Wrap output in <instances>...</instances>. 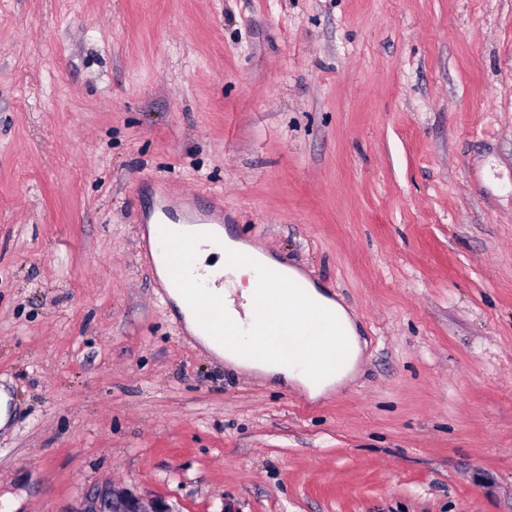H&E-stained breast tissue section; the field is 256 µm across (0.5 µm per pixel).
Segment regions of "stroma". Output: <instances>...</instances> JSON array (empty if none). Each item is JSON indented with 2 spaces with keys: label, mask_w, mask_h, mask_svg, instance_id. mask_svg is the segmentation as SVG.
I'll return each mask as SVG.
<instances>
[{
  "label": "stroma",
  "mask_w": 512,
  "mask_h": 512,
  "mask_svg": "<svg viewBox=\"0 0 512 512\" xmlns=\"http://www.w3.org/2000/svg\"><path fill=\"white\" fill-rule=\"evenodd\" d=\"M353 315L313 408L197 347L151 189ZM0 512H512V0H0ZM161 498H144L130 491L117 492L107 483L91 488L74 512H170Z\"/></svg>",
  "instance_id": "1"
}]
</instances>
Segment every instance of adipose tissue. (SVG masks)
<instances>
[{
    "label": "adipose tissue",
    "mask_w": 512,
    "mask_h": 512,
    "mask_svg": "<svg viewBox=\"0 0 512 512\" xmlns=\"http://www.w3.org/2000/svg\"><path fill=\"white\" fill-rule=\"evenodd\" d=\"M179 230L184 237L193 240L190 251L191 266L195 274L213 284L223 282L224 313L238 326L237 340L247 347L271 345L276 332L266 328L262 336H255L249 330L251 314L255 306L265 305L273 310L277 320L288 323V333L299 344L301 357L263 356L251 362H240L236 353L218 343L212 337L199 334L191 311L178 291H170L169 296L183 311L186 327L196 334L200 345L216 356L231 363H243L245 369L257 371L267 376H282L287 381L309 386L313 368L327 364L335 353H343L344 364L334 373L326 375L324 388L330 389L353 370L361 353L359 339L346 310L316 286L307 289L306 303L290 301L286 288L267 290L261 273L273 260L257 247L243 241L226 240L223 251L211 249L207 243L209 235L222 234L223 229L216 224H183ZM335 311L342 325L340 337L314 336L309 332L310 324L319 316L320 309Z\"/></svg>",
    "instance_id": "obj_1"
}]
</instances>
